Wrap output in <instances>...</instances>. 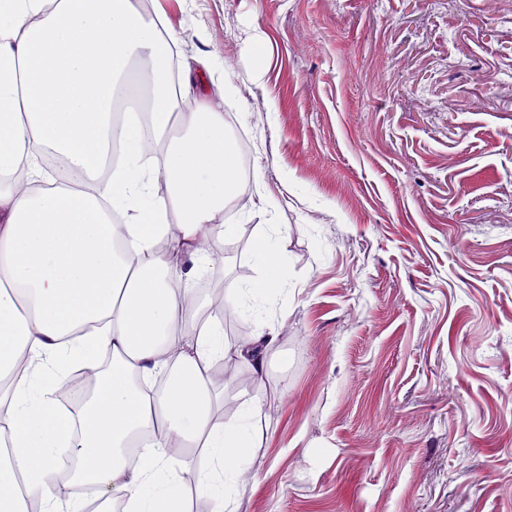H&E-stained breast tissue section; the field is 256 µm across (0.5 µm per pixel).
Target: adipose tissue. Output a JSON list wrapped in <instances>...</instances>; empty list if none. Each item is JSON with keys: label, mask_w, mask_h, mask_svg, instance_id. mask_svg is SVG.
<instances>
[{"label": "adipose tissue", "mask_w": 512, "mask_h": 512, "mask_svg": "<svg viewBox=\"0 0 512 512\" xmlns=\"http://www.w3.org/2000/svg\"><path fill=\"white\" fill-rule=\"evenodd\" d=\"M41 2L0 0V512H28L31 498L41 512H86L62 498V474L122 512H186L176 468L198 455L199 489L224 512L254 458L257 408L241 400L238 421H220L211 369L231 355L261 375L275 339L230 345L220 314L190 333L180 324L200 310L193 277L236 231L224 221L242 191L236 147L212 101L178 109L170 41L132 0H58L44 16ZM146 119L165 146L155 166ZM115 141L123 166L105 178ZM49 151L70 184L52 179ZM18 173L27 191L13 190ZM158 179L166 196L151 191ZM253 251L263 273L237 290L249 300L279 285L284 262L270 237ZM74 366L96 384L71 414L57 397ZM145 433L129 466L125 450Z\"/></svg>", "instance_id": "1"}]
</instances>
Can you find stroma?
I'll use <instances>...</instances> for the list:
<instances>
[{
    "instance_id": "obj_1",
    "label": "stroma",
    "mask_w": 512,
    "mask_h": 512,
    "mask_svg": "<svg viewBox=\"0 0 512 512\" xmlns=\"http://www.w3.org/2000/svg\"><path fill=\"white\" fill-rule=\"evenodd\" d=\"M249 147L227 301L275 334L227 512H512V0H152ZM253 251L263 274L236 289L242 299L262 298L280 283L284 255L279 244L270 237L261 236L254 242Z\"/></svg>"
}]
</instances>
